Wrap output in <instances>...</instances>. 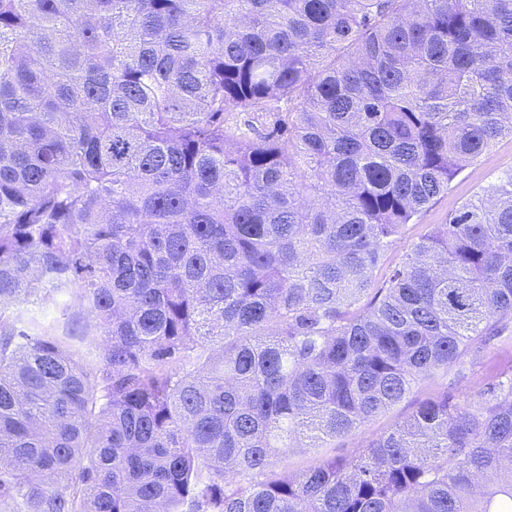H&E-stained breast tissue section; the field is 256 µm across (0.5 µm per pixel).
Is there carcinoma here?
<instances>
[{
	"label": "carcinoma",
	"mask_w": 512,
	"mask_h": 512,
	"mask_svg": "<svg viewBox=\"0 0 512 512\" xmlns=\"http://www.w3.org/2000/svg\"><path fill=\"white\" fill-rule=\"evenodd\" d=\"M505 136L512 0H0V512H512V362L274 470L512 352ZM512 167V137L507 136L478 162L468 165L460 171L448 185V195L434 201L427 211L407 226V231L389 250L387 262L395 266L413 241L426 234L435 224H444L448 213L457 209L463 202L472 198L487 186L503 170ZM505 364L503 357L497 350H487L484 357L475 361L473 365L466 364L461 376L454 372L448 374V396L463 407L473 394L481 389L485 376L492 367ZM428 392L429 390L427 389L419 390L418 392L411 395L408 399L392 408V410L386 415L381 416L377 420L369 423L368 426L365 427V436L377 432L382 428H385L390 423L409 415L413 411L414 403L416 400L424 397ZM359 439L347 438L336 440L331 446L336 448H318V450L305 448L303 450L297 449L290 453L287 458H281L276 461L275 469L278 472L292 473L299 469L308 466L315 457L322 454L336 455V456H349L357 447ZM318 451V453H317Z\"/></svg>",
	"instance_id": "cac0c4a2"
}]
</instances>
